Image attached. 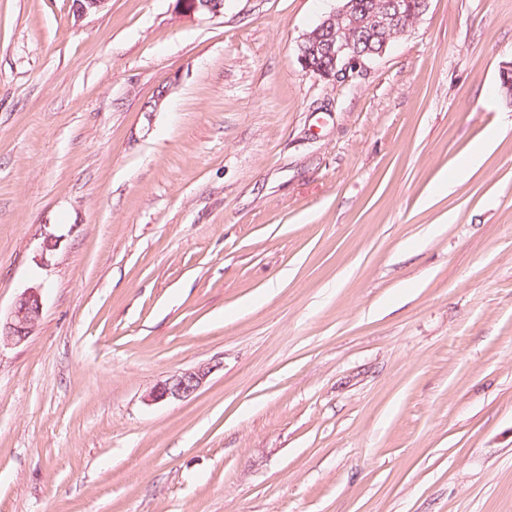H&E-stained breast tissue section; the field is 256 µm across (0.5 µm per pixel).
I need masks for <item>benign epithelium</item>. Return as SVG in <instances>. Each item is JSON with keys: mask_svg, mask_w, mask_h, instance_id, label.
Here are the masks:
<instances>
[{"mask_svg": "<svg viewBox=\"0 0 512 512\" xmlns=\"http://www.w3.org/2000/svg\"><path fill=\"white\" fill-rule=\"evenodd\" d=\"M108 0H72L73 14L84 17L102 10ZM186 14L221 13L222 0H176ZM340 5L325 14L318 30L306 33L298 43V61L307 73L336 83L349 80L366 63L383 55L389 43L384 39L378 50L361 51L357 40L382 31L396 30L403 35L429 9L430 0H387L383 8L367 11L358 0H339ZM323 54L328 62L319 67L313 58ZM41 288L26 287L8 314L0 318V345H19L32 334L42 315ZM210 367L200 366L176 372L158 382L147 394V401L183 400L196 393L205 382Z\"/></svg>", "mask_w": 512, "mask_h": 512, "instance_id": "benign-epithelium-1", "label": "benign epithelium"}]
</instances>
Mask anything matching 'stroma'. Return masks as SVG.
Masks as SVG:
<instances>
[{
    "mask_svg": "<svg viewBox=\"0 0 512 512\" xmlns=\"http://www.w3.org/2000/svg\"><path fill=\"white\" fill-rule=\"evenodd\" d=\"M336 6L0 0V512H512V0L347 84ZM222 1L224 0H176L179 4V8L186 14H209L212 16L222 12L224 9V4L222 5L221 3ZM486 151L487 145H481L475 148L466 158L459 162L456 167L448 173V186L450 183L467 175L472 169L479 167L483 161ZM41 290L33 286L24 288L3 319L0 312V346L19 345L32 334L42 315ZM209 366L176 372L159 381L147 394L149 402L183 400L196 393L210 373Z\"/></svg>",
    "mask_w": 512,
    "mask_h": 512,
    "instance_id": "stroma-1",
    "label": "stroma"
}]
</instances>
